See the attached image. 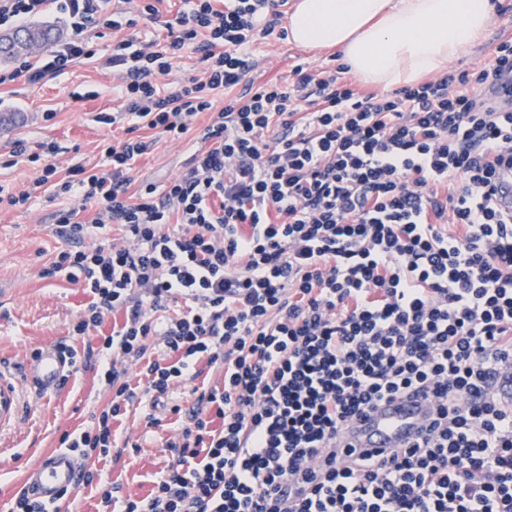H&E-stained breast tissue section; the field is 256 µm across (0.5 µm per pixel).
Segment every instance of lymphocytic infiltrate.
<instances>
[{
	"label": "lymphocytic infiltrate",
	"mask_w": 512,
	"mask_h": 512,
	"mask_svg": "<svg viewBox=\"0 0 512 512\" xmlns=\"http://www.w3.org/2000/svg\"><path fill=\"white\" fill-rule=\"evenodd\" d=\"M107 0H0V28L51 11L74 31L0 85L37 84L87 56L88 27L139 28L157 0L125 21ZM165 40L113 42L124 126L108 167L59 176L55 142L19 161L40 163L25 188L0 184V205L63 199L53 214L62 249L41 277L82 282L89 301L71 326L101 339L109 403L69 440L84 458L108 455L112 423L140 401L146 427L174 383L219 365L224 383L190 408L149 496L109 512H512V402L494 392L512 369V216L495 201L498 163L512 165V38L487 61L390 93L358 88L346 66L254 84L259 40L287 39L280 0H181ZM194 46L202 71L161 88ZM224 105L214 109L213 100ZM208 114L187 169L163 186H133L151 130L188 138ZM92 220H85L88 206ZM117 226L119 241L92 243ZM166 351L148 355L152 343ZM144 366L134 395L120 365ZM429 390L421 436L385 457L338 458L350 422L385 399Z\"/></svg>",
	"instance_id": "lymphocytic-infiltrate-1"
}]
</instances>
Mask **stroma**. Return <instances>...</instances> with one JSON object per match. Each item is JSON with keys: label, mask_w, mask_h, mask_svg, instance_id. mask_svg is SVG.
<instances>
[{"label": "stroma", "mask_w": 512, "mask_h": 512, "mask_svg": "<svg viewBox=\"0 0 512 512\" xmlns=\"http://www.w3.org/2000/svg\"><path fill=\"white\" fill-rule=\"evenodd\" d=\"M493 26L482 40L454 60L463 70L490 55L500 41L499 25L512 22V0H492ZM130 29L98 35L87 29L85 36L97 55L96 61L80 60L65 74L31 84L17 79L0 85V184L21 188L38 174L37 165L21 162L4 167L15 139L30 144L56 142L60 152L53 159L59 171L75 164L98 170L106 166L101 146L125 137L122 128L97 123V113L119 105L121 78L101 64L112 41L130 37ZM257 66L249 78L261 83L289 76L299 63L317 69L329 65L330 53L272 38L262 40L255 51ZM185 146L158 139L148 154L135 163L134 185H163L187 168ZM57 202L41 197L29 207L0 210V372L16 380L21 403L15 420L0 426V512H10L23 484L26 465L43 453L59 448L64 434H79L91 426V415L109 400L98 382L99 371L89 366L71 375L68 383L51 397L39 396L23 379L20 366L37 348L59 341L83 351L97 345L96 337H73L69 327L89 297L80 284L58 276L44 279V263L60 248L53 235L52 214ZM193 383L175 385L157 410L162 423L145 428L140 411L128 407L112 423L124 441L108 456L86 460L98 476L94 485L82 488L62 504V512H102L101 487L117 488L120 496H146L154 475L166 467L170 453L167 439L175 436L177 417L173 405L192 404Z\"/></svg>", "instance_id": "obj_1"}]
</instances>
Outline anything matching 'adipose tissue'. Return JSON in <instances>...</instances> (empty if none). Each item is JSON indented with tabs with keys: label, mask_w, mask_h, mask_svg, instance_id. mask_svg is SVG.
<instances>
[{
	"label": "adipose tissue",
	"mask_w": 512,
	"mask_h": 512,
	"mask_svg": "<svg viewBox=\"0 0 512 512\" xmlns=\"http://www.w3.org/2000/svg\"><path fill=\"white\" fill-rule=\"evenodd\" d=\"M490 0H297L289 38L335 48L363 80L392 88L440 72L489 24Z\"/></svg>",
	"instance_id": "1"
}]
</instances>
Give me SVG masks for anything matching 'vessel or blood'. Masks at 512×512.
I'll return each instance as SVG.
<instances>
[{"instance_id":"b4317fda","label":"vessel or blood","mask_w":512,"mask_h":512,"mask_svg":"<svg viewBox=\"0 0 512 512\" xmlns=\"http://www.w3.org/2000/svg\"><path fill=\"white\" fill-rule=\"evenodd\" d=\"M70 365L59 345L42 347L23 367V375L43 396L57 393ZM425 395L405 396L380 402L367 417L344 430L341 445L358 453L378 454L410 446L428 414ZM81 460L70 449H57L39 456L24 473L25 490L31 497L49 504L59 503L63 492L75 490Z\"/></svg>"}]
</instances>
